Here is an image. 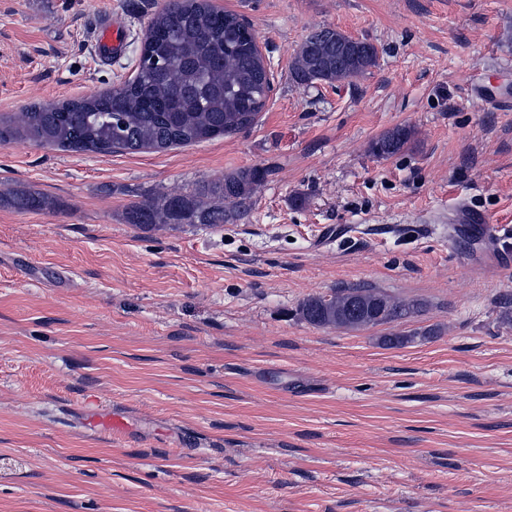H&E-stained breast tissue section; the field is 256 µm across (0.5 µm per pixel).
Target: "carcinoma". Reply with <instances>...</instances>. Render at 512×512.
<instances>
[{
  "mask_svg": "<svg viewBox=\"0 0 512 512\" xmlns=\"http://www.w3.org/2000/svg\"><path fill=\"white\" fill-rule=\"evenodd\" d=\"M350 37L333 28L309 33L290 69L299 86L338 83L375 66L377 49L353 60L345 53ZM142 50L155 66L138 67L136 76L109 93L34 106L23 113V128H0V141L24 135L44 146L75 152L166 150L251 127L264 108L272 84L251 26L238 14L214 8L209 0H165L148 20ZM411 130L394 127L382 133L372 151L379 157L401 152ZM268 168H238L205 191L224 201L213 206L200 195L162 194L133 203L127 223L140 229L166 225L234 224L247 216ZM20 211H36L45 201L36 192L14 196ZM403 302L360 285L336 290L330 297H310L298 315L319 327L361 328L390 324L418 312Z\"/></svg>",
  "mask_w": 512,
  "mask_h": 512,
  "instance_id": "cac0c4a2",
  "label": "carcinoma"
}]
</instances>
